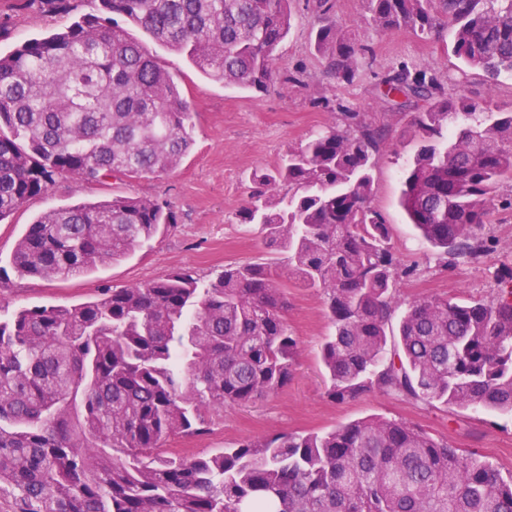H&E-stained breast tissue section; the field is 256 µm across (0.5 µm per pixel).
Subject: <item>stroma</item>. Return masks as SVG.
<instances>
[{
	"mask_svg": "<svg viewBox=\"0 0 512 512\" xmlns=\"http://www.w3.org/2000/svg\"><path fill=\"white\" fill-rule=\"evenodd\" d=\"M291 30L279 48L278 72L300 75L301 84L270 90L262 96L212 82L197 71L186 56L158 46L141 36L144 48L168 70L179 74L184 97L195 114V144L177 170L169 175L106 180L87 185L71 177L59 178L47 193L24 203L0 222V265H6L16 241L39 214L86 200L113 196L167 200L177 215L169 230L138 249L129 259L101 267L93 274L53 282L12 278L0 289V306L12 311L48 304H79L100 288H126L186 268L201 280L220 274L225 265L267 258L256 228L238 221V212L255 185V170L278 164L289 148L307 142L340 122L335 110L318 107L325 97L337 105L370 113L388 130L391 149L372 171L371 203L390 226L391 242L401 259L417 262L418 276L402 280V299L448 297L459 302L490 300L499 285L498 267L512 265V209L499 210L487 232L493 252L481 266H440L434 250L409 224L400 205L403 175L418 149L411 127L412 115L375 104L378 82L393 65L408 61L435 66L441 74L462 76V88L471 98L494 96L512 104V77L501 76L489 85L478 69H461L454 56L444 54L445 38L422 40L405 31L382 33L362 24L364 0H335L334 16L347 33L374 49V61L350 86L338 84L313 49L318 13L313 0H291ZM0 53L24 41L50 34L65 17L23 8L19 0H0ZM288 325L299 341L293 377L278 393L257 403L205 416L204 434L171 436L164 445L172 455H205L232 448L244 439L275 433L331 430L351 420L378 414L416 424L428 433L445 437L457 448H473L492 462L502 475L512 474V420L466 410L457 429L448 427V411L380 394L341 403L325 395L320 350L329 331L324 297L320 291L289 284L286 292Z\"/></svg>",
	"mask_w": 512,
	"mask_h": 512,
	"instance_id": "stroma-1",
	"label": "stroma"
}]
</instances>
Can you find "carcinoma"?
I'll return each mask as SVG.
<instances>
[{
    "instance_id": "obj_1",
    "label": "carcinoma",
    "mask_w": 512,
    "mask_h": 512,
    "mask_svg": "<svg viewBox=\"0 0 512 512\" xmlns=\"http://www.w3.org/2000/svg\"><path fill=\"white\" fill-rule=\"evenodd\" d=\"M67 14L71 0H26ZM290 0H99L42 38L0 54V222L60 176L93 184L175 171L194 145L175 75L121 26L184 54L210 80L268 92L291 26ZM362 22L420 39L448 28L451 52L495 81L512 76V0H365ZM319 0L315 47L351 84L373 48L339 30ZM385 108L414 109L419 140L401 205L439 262L482 265L497 191L512 184V108L476 101L406 61L379 84ZM342 124L253 174L238 213L323 293L325 394L392 395L449 414L512 416V266L489 301L401 299L417 273L370 205L385 126L343 108ZM287 188L283 195L281 188ZM176 223L157 198L52 208L18 239L9 274L86 276ZM274 263L227 265L206 283L178 269L74 306L0 318V503L10 512H512V476L418 426L370 415L329 431L255 437L210 455L167 456L203 413L282 390L298 356Z\"/></svg>"
}]
</instances>
